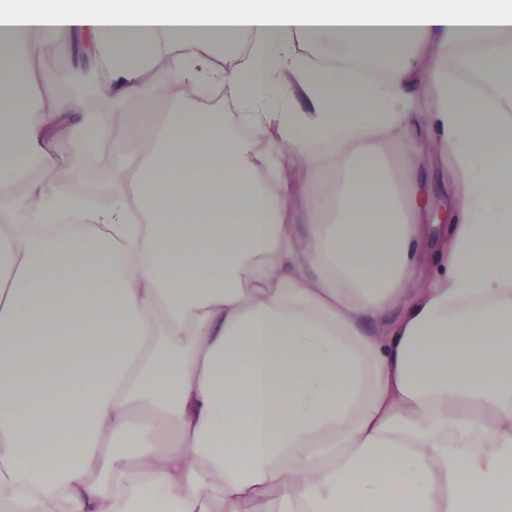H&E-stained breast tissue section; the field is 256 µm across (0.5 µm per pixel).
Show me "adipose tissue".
I'll return each instance as SVG.
<instances>
[{
    "label": "adipose tissue",
    "instance_id": "ef3b65f1",
    "mask_svg": "<svg viewBox=\"0 0 512 512\" xmlns=\"http://www.w3.org/2000/svg\"><path fill=\"white\" fill-rule=\"evenodd\" d=\"M90 38L101 87L137 102L223 77L242 109L134 113L147 136L75 232L54 149L102 152L105 114L34 103L52 47ZM331 39L390 73L302 50ZM463 50L489 92L452 81ZM456 206L425 223L417 113ZM306 112L292 111L297 98ZM304 168L297 186L278 160ZM512 0H0V503L11 512H512Z\"/></svg>",
    "mask_w": 512,
    "mask_h": 512
}]
</instances>
